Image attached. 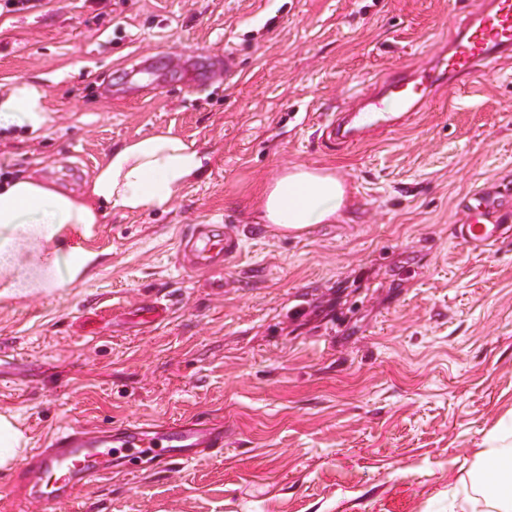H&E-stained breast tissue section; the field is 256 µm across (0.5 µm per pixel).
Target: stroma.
<instances>
[{
	"mask_svg": "<svg viewBox=\"0 0 512 512\" xmlns=\"http://www.w3.org/2000/svg\"><path fill=\"white\" fill-rule=\"evenodd\" d=\"M474 3L50 0L0 15V91L41 79L51 113L39 138L0 137L1 177L77 191L162 127L209 157L168 206L105 216L90 278L0 298V413L30 448L65 422H224L223 456L113 474L56 512H485L469 474L512 411V236L479 253L454 226L463 197L512 196V59L357 146L319 132L339 100L436 53ZM300 164L335 169L348 220L263 231L258 188ZM192 224L238 236L223 272L179 266ZM155 301L169 311L150 322Z\"/></svg>",
	"mask_w": 512,
	"mask_h": 512,
	"instance_id": "35a3bbf8",
	"label": "stroma"
}]
</instances>
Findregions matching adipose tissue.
<instances>
[{
  "label": "adipose tissue",
  "mask_w": 512,
  "mask_h": 512,
  "mask_svg": "<svg viewBox=\"0 0 512 512\" xmlns=\"http://www.w3.org/2000/svg\"><path fill=\"white\" fill-rule=\"evenodd\" d=\"M47 92L22 79L0 94V129L44 133L51 122ZM195 142L162 129L115 148L81 191L67 192L31 174L0 180V296L22 298L39 288H65L100 260L88 243L107 212L166 207L205 170ZM352 207L341 179L324 167L297 166L264 185L256 220L288 231L332 224ZM512 436V415L497 420L479 453L471 482L490 512H512V460L499 451Z\"/></svg>",
  "instance_id": "obj_1"
}]
</instances>
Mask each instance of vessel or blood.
I'll return each mask as SVG.
<instances>
[{
    "mask_svg": "<svg viewBox=\"0 0 512 512\" xmlns=\"http://www.w3.org/2000/svg\"><path fill=\"white\" fill-rule=\"evenodd\" d=\"M512 57V0H478L454 28L438 54L414 71L389 72L380 85L351 96L321 125V139L348 148L405 124L430 102L433 90L458 77L483 75ZM502 201L478 192L462 204L464 219L455 237L474 250L495 247L511 228L501 224ZM235 234L221 224H196L181 240L187 270H223L239 251ZM224 452V423L190 417L172 421H127L57 427L20 474L25 499L43 512L77 499L90 486L111 480L113 471L132 475L150 466L162 471Z\"/></svg>",
    "mask_w": 512,
    "mask_h": 512,
    "instance_id": "vessel-or-blood-1",
    "label": "vessel or blood"
}]
</instances>
